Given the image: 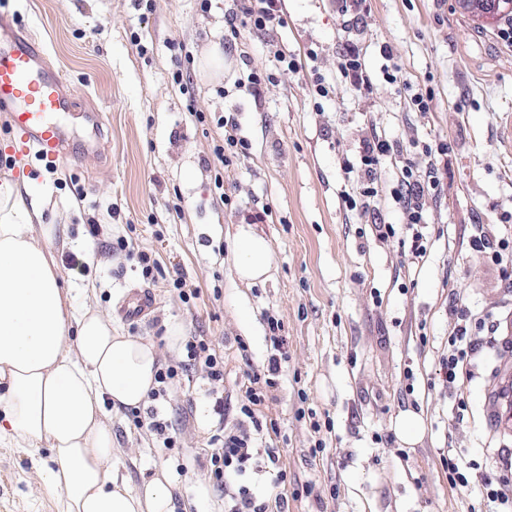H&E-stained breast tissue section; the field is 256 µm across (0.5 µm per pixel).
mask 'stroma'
I'll list each match as a JSON object with an SVG mask.
<instances>
[{"label": "stroma", "mask_w": 512, "mask_h": 512, "mask_svg": "<svg viewBox=\"0 0 512 512\" xmlns=\"http://www.w3.org/2000/svg\"><path fill=\"white\" fill-rule=\"evenodd\" d=\"M341 6L283 0V26L268 38L245 35L212 82L199 63L223 43L232 0H0L76 88L82 108L64 119L70 154L51 173L36 157L4 156L11 117L0 112V181L35 184L31 201L53 227L44 245L74 311L111 318L115 331L151 343L159 365L178 367L166 398L140 406L158 410L174 448L135 428L127 410L109 413V468L133 488L166 470L172 512H224L209 481V439L218 420L236 423L248 373L263 371L272 352L273 319L287 357L276 399L259 419L263 447L276 449L288 474V512H468L480 490L449 486L443 451L456 449L465 466H492L498 442L477 400L492 346L473 333L479 352L468 381L448 386L439 368L453 309L496 319L512 309V280L470 247L479 227L490 243H512V52L497 44V23L476 20L458 0H365L363 22L348 29ZM270 38L316 58L304 72L283 73L265 47ZM349 40L366 50L373 92L340 78L327 97L315 96L314 73L333 70ZM384 44L411 89H433L429 111L384 81ZM252 71L273 78L257 100L234 89ZM85 111L101 115L96 138ZM225 117L249 143L227 166L213 154ZM375 132L394 153L378 172L376 212L360 214L343 199L356 179L344 162ZM441 142L448 151L425 214L429 248L415 261L374 226L400 223L394 191L404 162L425 170L424 146ZM260 213L255 229L271 243L272 269L248 285L235 274L234 238ZM142 252L159 262L154 278L142 273ZM177 278L196 299L180 300ZM136 290L155 302L142 319L119 311ZM194 336L223 353L219 386L203 366H185L184 343ZM459 396L467 405L460 423ZM407 412L422 419L409 443L396 431ZM0 512H56L31 457L6 440Z\"/></svg>", "instance_id": "1"}]
</instances>
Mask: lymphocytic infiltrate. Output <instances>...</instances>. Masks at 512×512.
I'll return each instance as SVG.
<instances>
[{"mask_svg": "<svg viewBox=\"0 0 512 512\" xmlns=\"http://www.w3.org/2000/svg\"><path fill=\"white\" fill-rule=\"evenodd\" d=\"M282 22V0H236L226 19L224 46L236 48L247 31L267 35L266 47L279 66L291 73L298 72L300 65L293 55L269 38L270 32ZM391 149L390 140L382 135L374 133L361 140L354 164L360 180L356 189L345 195L347 208L361 211L370 208L379 194L378 169ZM435 153L425 172H418L413 165H406L402 171L401 187L394 192L403 214L405 230L410 235V253L415 258L424 257L427 253L424 213L429 198L437 194L441 185L438 158L445 155V145H437ZM475 328L490 335L495 332L491 316L477 317L467 310H457L456 322L448 336V355L440 365L444 381L454 384L470 378L472 361L477 353L471 338V331ZM279 329V324H271L274 352L268 359L264 373L251 376L250 385L246 387L241 401L240 412L252 420V427L237 425L216 436L213 442L209 459L211 478L214 488L223 493L227 500V512H265L262 506L257 505L249 488L235 484L234 478L241 475L248 465L257 462L260 455L251 432L262 427L256 419V412L269 401L270 392L276 387V379L281 371L285 339L279 336ZM443 464L448 472L449 484L473 483L479 486L487 512H512V466L496 472L467 471L452 448L444 455Z\"/></svg>", "mask_w": 512, "mask_h": 512, "instance_id": "lymphocytic-infiltrate-1", "label": "lymphocytic infiltrate"}]
</instances>
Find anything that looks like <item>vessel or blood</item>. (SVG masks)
Instances as JSON below:
<instances>
[{"instance_id":"vessel-or-blood-1","label":"vessel or blood","mask_w":512,"mask_h":512,"mask_svg":"<svg viewBox=\"0 0 512 512\" xmlns=\"http://www.w3.org/2000/svg\"><path fill=\"white\" fill-rule=\"evenodd\" d=\"M77 91L52 68L42 48L14 17L0 14V111L11 113L21 154L56 161L69 152L62 113L71 111ZM496 357L481 390L484 421L499 446L493 464L512 462V313L498 322Z\"/></svg>"}]
</instances>
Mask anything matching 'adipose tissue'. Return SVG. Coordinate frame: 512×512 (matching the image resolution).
I'll list each match as a JSON object with an SVG mask.
<instances>
[{"mask_svg":"<svg viewBox=\"0 0 512 512\" xmlns=\"http://www.w3.org/2000/svg\"><path fill=\"white\" fill-rule=\"evenodd\" d=\"M37 216L16 185L0 183V441L37 453L58 512H170L166 472L133 488L107 466L105 410L143 403L155 385L156 351L115 333L108 317L71 311L33 234ZM235 248L239 279L265 280L269 240L243 224Z\"/></svg>","mask_w":512,"mask_h":512,"instance_id":"obj_1","label":"adipose tissue"}]
</instances>
